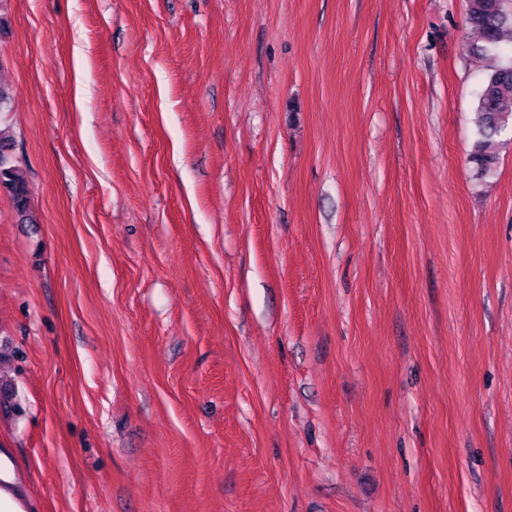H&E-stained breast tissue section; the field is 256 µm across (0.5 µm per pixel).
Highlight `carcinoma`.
Instances as JSON below:
<instances>
[{
    "label": "carcinoma",
    "mask_w": 512,
    "mask_h": 512,
    "mask_svg": "<svg viewBox=\"0 0 512 512\" xmlns=\"http://www.w3.org/2000/svg\"><path fill=\"white\" fill-rule=\"evenodd\" d=\"M504 2L466 0L467 22L483 42L473 52L489 60L473 112L475 139L469 153V162L481 178L497 171L499 137L512 130V60L504 62L497 55L502 46L512 45V12ZM0 190L11 196L20 214L27 212V181L1 150Z\"/></svg>",
    "instance_id": "cac0c4a2"
}]
</instances>
